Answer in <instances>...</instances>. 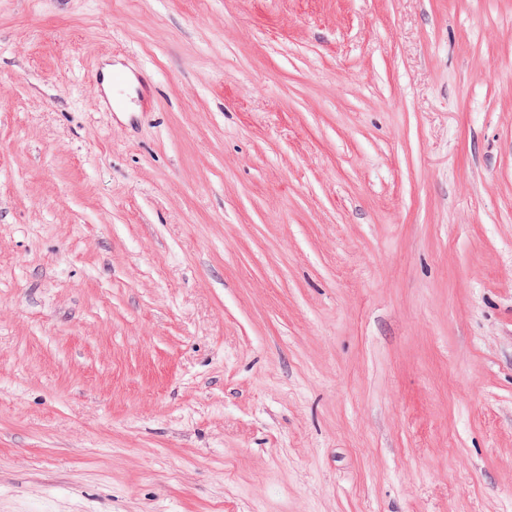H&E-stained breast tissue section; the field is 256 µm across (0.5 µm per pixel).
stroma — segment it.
Listing matches in <instances>:
<instances>
[{
  "instance_id": "obj_1",
  "label": "stroma",
  "mask_w": 512,
  "mask_h": 512,
  "mask_svg": "<svg viewBox=\"0 0 512 512\" xmlns=\"http://www.w3.org/2000/svg\"><path fill=\"white\" fill-rule=\"evenodd\" d=\"M0 512H512V0H0Z\"/></svg>"
}]
</instances>
